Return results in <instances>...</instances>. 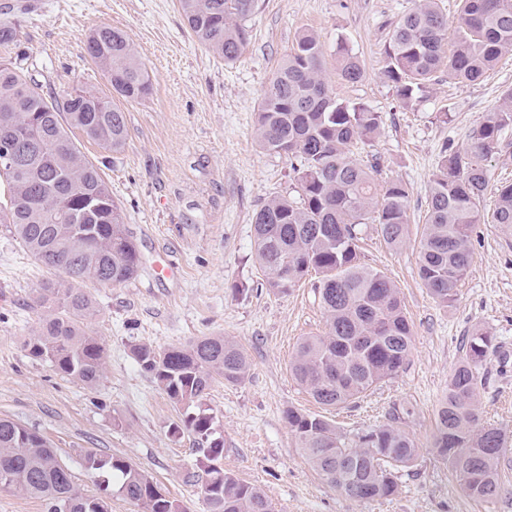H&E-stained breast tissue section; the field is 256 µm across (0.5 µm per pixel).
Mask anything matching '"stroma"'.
Returning <instances> with one entry per match:
<instances>
[{
  "mask_svg": "<svg viewBox=\"0 0 512 512\" xmlns=\"http://www.w3.org/2000/svg\"><path fill=\"white\" fill-rule=\"evenodd\" d=\"M30 12L11 7L19 42L0 59L23 55L24 70L44 92L73 84L108 91L103 73L84 53L91 30L124 31L149 73L152 90L120 101L127 141L108 171L113 198L141 265L130 281L96 288L100 313L91 328L108 350L106 370L92 388L56 374L23 349L37 319L34 291L46 278L0 226V417L45 437L72 469L80 491L100 495L84 451L121 456L159 483L185 512H208L200 493L205 450L191 433L173 434L178 411L133 357L130 347L156 349L223 335L246 351L243 382L215 385L204 399L224 440V467L260 485L275 512H512V236L477 225L474 261L452 306L439 305L418 277V241L432 178L445 152L465 148L474 129L512 89V52L475 83L438 74L412 104H404L383 75L384 49L395 21L414 0H258L244 25L248 41L233 63L206 52L190 35L178 0H39ZM310 31L324 51L325 76L336 99L380 112V136L360 147L379 182L410 190L409 240L389 248L375 225L363 230L359 258L397 286L413 329L410 361L352 409L332 411L344 432L357 434L397 418L421 450L398 473L386 499L354 500L319 478L301 455L284 419L287 409L317 406L289 370L299 341L321 333L316 273L285 294L270 291L252 259L253 217L275 196L293 192L286 158L260 150L254 138L265 88L298 34ZM345 44L364 64L350 84L336 70ZM180 268L158 278L156 265ZM501 343L480 373L485 418L507 438L503 490L490 502L463 496L431 446L435 409L473 328Z\"/></svg>",
  "mask_w": 512,
  "mask_h": 512,
  "instance_id": "1",
  "label": "stroma"
}]
</instances>
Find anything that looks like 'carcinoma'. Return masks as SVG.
Masks as SVG:
<instances>
[{"label": "carcinoma", "instance_id": "carcinoma-1", "mask_svg": "<svg viewBox=\"0 0 512 512\" xmlns=\"http://www.w3.org/2000/svg\"><path fill=\"white\" fill-rule=\"evenodd\" d=\"M257 0H179L194 40L230 63L247 37L243 25ZM448 16L437 0H415L395 23L385 47L384 77L404 104L420 98L432 76L443 71L460 83L479 81L512 52V0H460L454 49L447 51ZM14 19H0V47L15 46ZM85 54L106 77L110 93L73 86L60 94L31 89L35 82L16 61L0 62V140L26 148L29 160L0 165V224L53 278L36 291L38 320L24 341L27 354L60 375L93 387L107 361L105 345L90 329L99 313L88 285L117 286L131 280L139 254L130 240L123 208L105 178L110 155L123 150L125 116L112 95L138 100L151 92L149 74L126 35L110 26L93 30ZM324 52L316 35L304 32L268 82L258 109L256 142L285 157L298 198L269 200L254 216V258L271 290L285 294L314 270L325 331L307 336L290 362L295 380L326 409L356 403L408 361L412 329L396 285L360 263L362 226L375 224L384 243L401 247L408 233L409 188L391 181L376 192L375 166L353 157L358 144L373 142L382 116L361 104L336 100L323 77ZM340 77L357 83L358 58L336 47ZM512 90L489 111L469 146L445 156L430 190L419 241V277L444 307L456 301L458 285L474 258L472 234L485 222L484 198L494 191L490 223L512 234V183L493 180L488 160L512 157ZM105 155L92 160L82 143ZM95 245L87 248L84 240ZM497 349L483 328L465 337L462 357L448 378L436 409L432 447L465 494L488 501L502 490L499 466L507 452L501 430L484 421L479 369ZM132 354L177 409L175 431L187 430L206 448L200 483L209 512H273L264 489L224 469V442L203 406L213 384L245 380L250 361L237 341L201 336L185 346L158 350L134 344ZM288 428L307 463L325 482L358 500L384 499L397 489L388 466L410 468L420 448L393 423L349 437L326 416L297 409L285 413ZM86 470L102 494L83 495L70 469L41 435L0 417V490L39 498L48 512H110L112 493L140 512H179L157 483L122 457L86 451Z\"/></svg>", "mask_w": 512, "mask_h": 512}]
</instances>
